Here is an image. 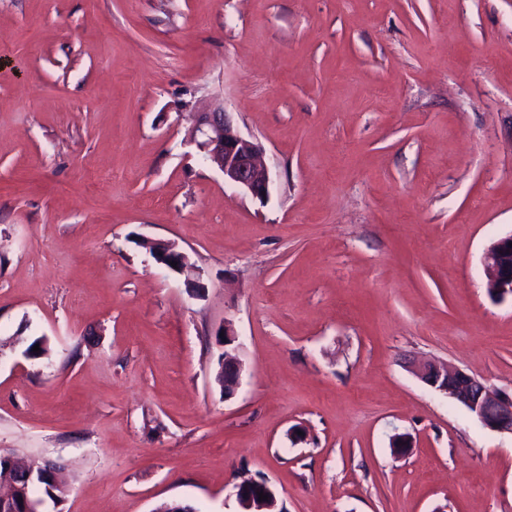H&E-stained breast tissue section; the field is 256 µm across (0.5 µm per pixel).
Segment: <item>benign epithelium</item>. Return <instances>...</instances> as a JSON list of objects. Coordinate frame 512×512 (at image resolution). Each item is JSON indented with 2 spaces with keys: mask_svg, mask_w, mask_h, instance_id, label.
I'll return each instance as SVG.
<instances>
[{
  "mask_svg": "<svg viewBox=\"0 0 512 512\" xmlns=\"http://www.w3.org/2000/svg\"><path fill=\"white\" fill-rule=\"evenodd\" d=\"M188 143L196 146L203 158L224 174V182L261 201L268 197L270 173L261 161L262 147L239 131L231 113L224 108L223 101L216 100L195 113ZM146 245L159 265L179 274L189 267L188 255L175 244L148 241ZM483 261L489 294L497 299L512 296V233L494 239L486 248ZM173 262L177 266H171ZM223 332L226 346L223 360L224 395L232 396L240 384L241 364L228 350L236 341L232 325H224ZM412 372L421 382L463 406L484 427L512 433V398L487 387L460 369H449L438 362L419 363L413 366ZM1 460L27 471L28 480H0V499L19 502L24 512H40L38 499L30 496L29 481L39 473L42 478L57 485L60 482L58 471L50 464L35 469L11 454L0 453ZM261 493L267 495L268 499L259 500ZM235 498L239 512H282L276 491L265 479L241 480L235 484Z\"/></svg>",
  "mask_w": 512,
  "mask_h": 512,
  "instance_id": "7a95c632",
  "label": "benign epithelium"
}]
</instances>
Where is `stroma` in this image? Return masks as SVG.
<instances>
[{"mask_svg": "<svg viewBox=\"0 0 512 512\" xmlns=\"http://www.w3.org/2000/svg\"><path fill=\"white\" fill-rule=\"evenodd\" d=\"M218 99L266 201L186 142ZM511 233L512 0H0V452L65 463L46 512H512V434L408 368L512 397ZM512 233L494 239L486 248L483 261L486 288L497 299L512 297ZM154 260L161 266L176 272L184 273L189 267L188 255L179 250L174 243L165 241H146ZM171 262H177L176 268L171 266ZM224 360H223V368H224V381L223 377L220 373L221 371V361L222 355L218 359V370L216 372L218 382L224 387V396H232L237 390L240 384L241 377V364L236 358L235 355L232 354L231 350L226 349V347L232 346L236 341V333L230 324L224 323ZM215 376V378H216ZM234 489L238 512H285L279 506L276 491L266 479H243ZM258 493L267 495L268 500L259 501Z\"/></svg>", "mask_w": 512, "mask_h": 512, "instance_id": "stroma-1", "label": "stroma"}]
</instances>
